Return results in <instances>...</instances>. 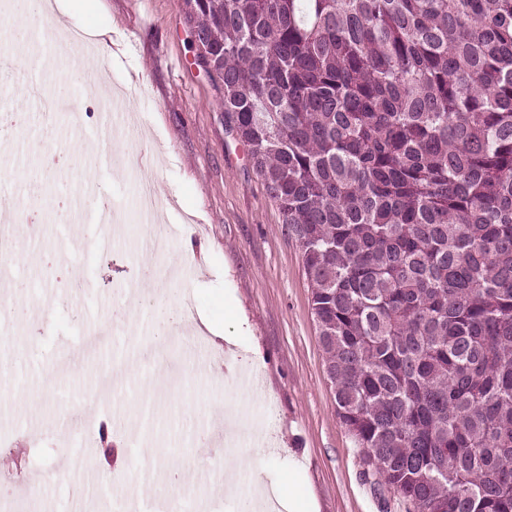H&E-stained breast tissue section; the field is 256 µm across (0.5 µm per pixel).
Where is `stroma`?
Here are the masks:
<instances>
[{
    "mask_svg": "<svg viewBox=\"0 0 512 512\" xmlns=\"http://www.w3.org/2000/svg\"><path fill=\"white\" fill-rule=\"evenodd\" d=\"M94 21L101 32L93 67L103 79H120L128 99L126 138L111 137L105 103L88 92L85 53L66 41L32 39L33 62L5 77L12 89L14 126L7 140L19 148L12 164L25 171L28 144L63 153L65 173L43 175L46 188L21 182L0 193V210L22 205L43 210L41 242L23 250L12 276L25 294L11 303L30 306L54 290L55 306L32 310L10 326L12 347L26 363L55 368L64 346L105 315L104 310L74 307L58 279L79 278L101 297L122 303L140 287L145 298L179 303L192 300L190 325L207 317L237 348L239 371L257 375V383L225 382L223 374L196 368L191 354L175 351L169 366L129 369L121 400L112 408L124 432L114 434L122 454L105 455L94 442L89 463L69 467L83 442L60 423L83 396L97 390L96 363L86 359L67 369L57 390L33 399L9 382L0 383V437L37 439L41 471L31 484L19 475L0 480V499L36 497V512H90L106 504L118 512L119 500L142 499L143 512L156 501H183L187 512H248L233 497L216 496L214 483L235 481L249 493L254 482L299 494L306 512H403L396 497L376 496L361 477L360 453L336 416L331 384L323 366L310 290L298 244L247 159L243 145L224 124L223 91L193 63L189 29L177 0H99L87 15L80 0H52L47 16L29 20L31 30L63 22L85 28ZM54 57L58 66L45 73L38 63ZM79 128L88 149L75 153L70 138ZM122 212L110 251L58 256L66 235L81 231L86 215L60 217L59 201L79 195L86 181ZM160 187L159 215L141 224L135 209L139 182ZM158 230V250H146L144 237ZM153 386V409L140 412L137 400ZM243 427L244 447L260 446L259 476L247 468L229 470L223 459L198 453L197 433L223 432L225 423ZM159 448L148 467L136 452ZM121 463L130 478L115 487L105 463ZM186 471L188 484L169 481V468Z\"/></svg>",
    "mask_w": 512,
    "mask_h": 512,
    "instance_id": "35a3bbf8",
    "label": "stroma"
}]
</instances>
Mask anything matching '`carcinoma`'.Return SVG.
<instances>
[{"mask_svg": "<svg viewBox=\"0 0 512 512\" xmlns=\"http://www.w3.org/2000/svg\"><path fill=\"white\" fill-rule=\"evenodd\" d=\"M405 512H512V0H178Z\"/></svg>", "mask_w": 512, "mask_h": 512, "instance_id": "obj_1", "label": "carcinoma"}]
</instances>
